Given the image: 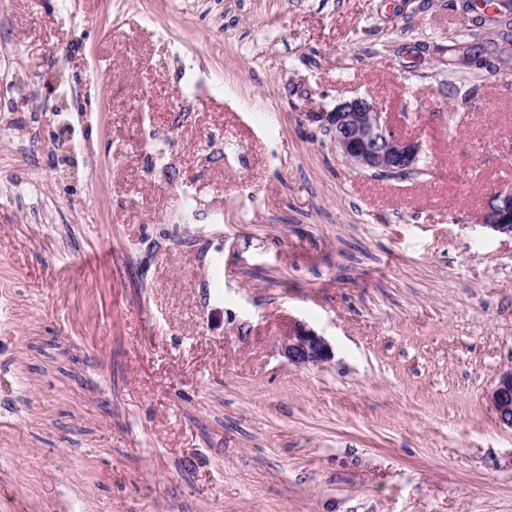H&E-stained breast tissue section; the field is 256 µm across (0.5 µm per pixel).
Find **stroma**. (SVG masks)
<instances>
[{"label": "stroma", "mask_w": 512, "mask_h": 512, "mask_svg": "<svg viewBox=\"0 0 512 512\" xmlns=\"http://www.w3.org/2000/svg\"><path fill=\"white\" fill-rule=\"evenodd\" d=\"M467 26L457 0H0V171L46 204H0V512H512V237L479 222L512 62L461 64ZM363 94L423 175L337 152L322 115ZM294 321L329 363L280 355ZM489 401L499 423L512 429V368L499 373Z\"/></svg>", "instance_id": "obj_1"}]
</instances>
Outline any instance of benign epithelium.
Here are the masks:
<instances>
[{
  "label": "benign epithelium",
  "mask_w": 512,
  "mask_h": 512,
  "mask_svg": "<svg viewBox=\"0 0 512 512\" xmlns=\"http://www.w3.org/2000/svg\"><path fill=\"white\" fill-rule=\"evenodd\" d=\"M336 149L354 167L395 178L417 168L421 144L397 131L383 109L366 96L346 99L324 114ZM481 224L512 237V188L503 186L483 202ZM280 354L296 367L332 358L327 339L296 321L280 338ZM489 401L500 424L512 429V368L499 373Z\"/></svg>",
  "instance_id": "1"
}]
</instances>
